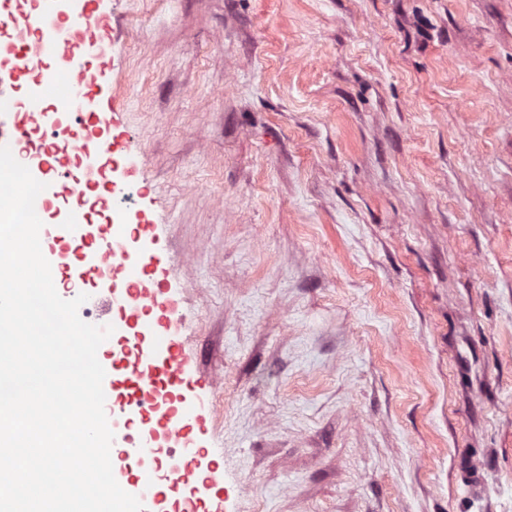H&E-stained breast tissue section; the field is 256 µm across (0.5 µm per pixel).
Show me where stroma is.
<instances>
[{
  "label": "stroma",
  "instance_id": "1",
  "mask_svg": "<svg viewBox=\"0 0 512 512\" xmlns=\"http://www.w3.org/2000/svg\"><path fill=\"white\" fill-rule=\"evenodd\" d=\"M230 512H512V0H117Z\"/></svg>",
  "mask_w": 512,
  "mask_h": 512
}]
</instances>
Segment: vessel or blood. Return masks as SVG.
Instances as JSON below:
<instances>
[{
	"instance_id": "vessel-or-blood-1",
	"label": "vessel or blood",
	"mask_w": 512,
	"mask_h": 512,
	"mask_svg": "<svg viewBox=\"0 0 512 512\" xmlns=\"http://www.w3.org/2000/svg\"><path fill=\"white\" fill-rule=\"evenodd\" d=\"M21 14L30 16V25L0 42V55L15 61L11 80L46 91L58 75L68 76L71 95L63 108L79 107L94 122L88 129L50 120L45 112H1L0 144L20 147L17 161L47 184L51 196L70 203L55 245L42 249L54 283L64 286L62 298H73L67 283L75 275L105 285L107 302L118 313L112 326L122 331L119 348L102 352L104 409L118 449L113 474L122 477L126 462H137L145 475L137 490L144 512H157L161 470L177 494L175 512H228L223 472L206 438L214 408L198 393L196 371L182 348L180 300L168 281L158 226L137 205L113 214L109 223H84L75 195L76 184L96 182L93 161L103 155L114 160V185H136L142 174L139 160L116 135L110 106L112 0H0L1 29ZM46 32L57 35L52 45L42 39ZM38 128L74 142L90 158L79 178L71 176L66 150L31 147Z\"/></svg>"
}]
</instances>
